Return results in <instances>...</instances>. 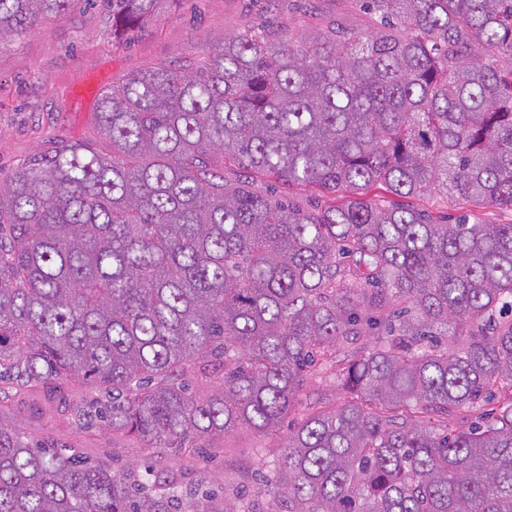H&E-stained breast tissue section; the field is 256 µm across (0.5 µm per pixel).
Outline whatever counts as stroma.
I'll use <instances>...</instances> for the list:
<instances>
[{
    "label": "stroma",
    "instance_id": "obj_1",
    "mask_svg": "<svg viewBox=\"0 0 512 512\" xmlns=\"http://www.w3.org/2000/svg\"><path fill=\"white\" fill-rule=\"evenodd\" d=\"M267 19L294 35L332 26L351 33L378 27L377 17L361 9L358 0H181L178 6L161 7L145 28L119 38L102 0H72L66 18L0 49V179L35 153L94 138L95 97L89 87L108 86L162 62H198L216 38L259 28ZM347 397L335 372L314 370L283 431L237 430L177 455L120 434L71 429L62 404L40 390L0 408V422L33 438L61 440L89 459H107L118 467L146 464L174 469L187 483L206 476L213 489L246 487L256 512H267L269 497L258 477L276 457L286 430L301 422L310 403L334 407Z\"/></svg>",
    "mask_w": 512,
    "mask_h": 512
}]
</instances>
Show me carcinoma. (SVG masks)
Returning <instances> with one entry per match:
<instances>
[{
	"mask_svg": "<svg viewBox=\"0 0 512 512\" xmlns=\"http://www.w3.org/2000/svg\"><path fill=\"white\" fill-rule=\"evenodd\" d=\"M165 2L103 0L116 32ZM360 2L383 30L227 34L130 73L96 95L110 152L69 141L0 180V404L90 387L70 425L176 453L278 431L308 369L341 362L355 398L290 431L271 512H512V392L484 428L423 423L512 386V224L369 197L512 211V0ZM69 5L0 0V49ZM0 512L257 510L0 423ZM274 194L284 200H290L293 203H299L305 207H310L315 203V197L320 199L323 204L326 199L319 197L312 188L305 185H283L281 183L273 186ZM369 196L375 197L376 199H380V200L385 199V200L394 201L395 203L402 205V206H406L407 204L424 205L425 209H428L429 211H431L433 216H437V217L438 216H447V215L451 216V217H455V216L461 214L462 212L466 211V209H463V207H464L463 204H461L457 201L451 200L449 198L446 199L445 197H439V196L434 197V199L430 200V201H426V200L418 201V200H413V199H409V198L389 196L384 191L379 190V189L373 190Z\"/></svg>",
	"mask_w": 512,
	"mask_h": 512,
	"instance_id": "cac0c4a2",
	"label": "carcinoma"
}]
</instances>
